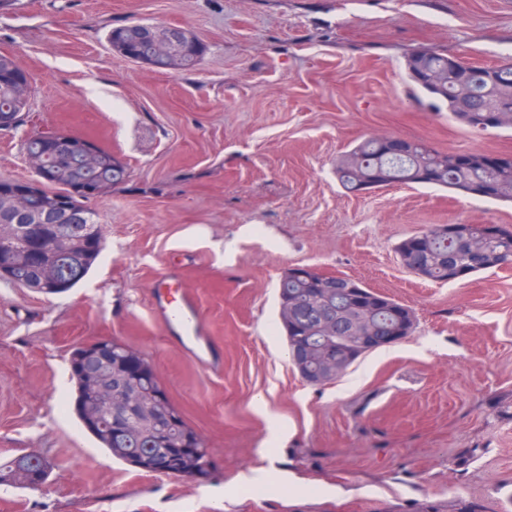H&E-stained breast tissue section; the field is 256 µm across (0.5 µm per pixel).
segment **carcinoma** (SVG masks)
Here are the masks:
<instances>
[{"label": "carcinoma", "mask_w": 512, "mask_h": 512, "mask_svg": "<svg viewBox=\"0 0 512 512\" xmlns=\"http://www.w3.org/2000/svg\"><path fill=\"white\" fill-rule=\"evenodd\" d=\"M146 31L143 24L129 22L111 28L107 40L110 43L122 41L128 51L134 52L145 47ZM417 53L427 71V80L420 88L431 99L433 108L447 107L453 119L474 130L512 129L511 61L475 66L435 47L421 46L407 54L406 65H411ZM32 93L33 89L23 92L0 74V118L11 120L28 104ZM461 102L473 109L467 120L458 111ZM25 148L39 153L48 179L58 190L66 185H89L101 180L115 187L128 176L126 165L113 164L112 152L104 148L100 149V162L93 167L81 165L62 150L41 145L35 136L27 140ZM380 171L389 175L392 185L434 184L470 195L475 193V187L481 186L486 198L512 201V160L507 158L500 165L475 163L457 167L452 164L450 154L415 141L407 145L405 153L390 155L380 146L379 137L370 136L341 155L336 163L338 179L352 191L375 184ZM36 235L53 236L67 248L55 260L61 287L46 290L48 294L63 293L78 284L91 270L103 246V230L95 213L78 197L71 198L66 211L47 210L30 198L10 206L0 203V265L8 268V282L40 279V263L33 255ZM423 235L420 253L411 252L404 240L396 246V252L404 267L416 269L436 282L452 281L458 266L472 274L512 262V231L506 228L492 237L483 236L476 228L470 241L437 236L430 229ZM290 299L295 302L294 321L292 327H282L288 337V352H296L303 363V372L317 381L321 369L320 349L337 345L342 350L349 348L357 336L353 324L357 313L348 309L347 299L336 294V289L319 287L315 272L307 279L293 280L286 276L281 280L279 302ZM75 383V414L114 459L147 468L159 449L177 448L187 436L194 434L168 399L155 408L150 418L133 411L121 423L110 427L103 410L85 393L81 380ZM112 383L130 392L161 390L156 375L135 374L116 349L112 350ZM191 447L196 449V454L185 465V476L202 471L209 457L202 440H196ZM17 469L43 478L47 476V465L34 463L23 455L0 466V479Z\"/></svg>", "instance_id": "1"}]
</instances>
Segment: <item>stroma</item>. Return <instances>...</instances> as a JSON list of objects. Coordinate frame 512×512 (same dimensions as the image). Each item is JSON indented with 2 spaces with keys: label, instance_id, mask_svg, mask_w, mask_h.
Instances as JSON below:
<instances>
[{
  "label": "stroma",
  "instance_id": "35a3bbf8",
  "mask_svg": "<svg viewBox=\"0 0 512 512\" xmlns=\"http://www.w3.org/2000/svg\"><path fill=\"white\" fill-rule=\"evenodd\" d=\"M184 29L191 70L114 54L111 28ZM512 58V0H13L0 53L34 93L0 131V179H27L25 138L83 136L128 166L92 201L104 249L58 295L0 281V463L42 455V488L0 486V512H512V265L449 283L397 244L434 224L512 229V202L408 184L352 193L336 160L372 135L441 152L512 155V131L436 111L405 55ZM348 276L411 307L414 333L340 379L303 381L278 321L294 267ZM191 293L220 372L153 314L160 280ZM97 340L139 352L212 468L149 474L110 459L66 403L70 356Z\"/></svg>",
  "mask_w": 512,
  "mask_h": 512
}]
</instances>
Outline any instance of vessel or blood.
I'll return each mask as SVG.
<instances>
[{
    "mask_svg": "<svg viewBox=\"0 0 512 512\" xmlns=\"http://www.w3.org/2000/svg\"><path fill=\"white\" fill-rule=\"evenodd\" d=\"M153 312L170 332L176 334L200 365L212 371L219 370L220 364L210 341L202 331L198 307L189 294L175 297L169 288L158 287Z\"/></svg>",
    "mask_w": 512,
    "mask_h": 512,
    "instance_id": "obj_1",
    "label": "vessel or blood"
}]
</instances>
